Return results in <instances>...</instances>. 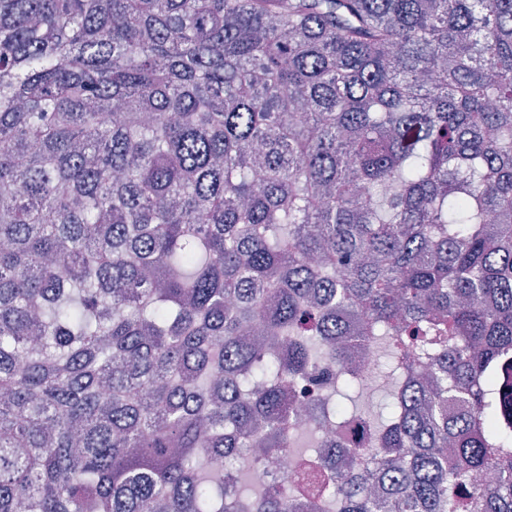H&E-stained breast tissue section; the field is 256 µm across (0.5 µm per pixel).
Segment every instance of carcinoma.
<instances>
[{
    "label": "carcinoma",
    "mask_w": 512,
    "mask_h": 512,
    "mask_svg": "<svg viewBox=\"0 0 512 512\" xmlns=\"http://www.w3.org/2000/svg\"><path fill=\"white\" fill-rule=\"evenodd\" d=\"M305 431L308 512H512V0H0V512H296ZM344 433L349 441V448L344 449L354 454L358 463L364 462L367 452L376 447V433L362 417L350 420L346 424ZM315 462L313 459L306 458L288 448L282 454V471L281 474L285 481L288 480L289 484H295L302 477V475L309 470V467H314Z\"/></svg>",
    "instance_id": "cac0c4a2"
}]
</instances>
